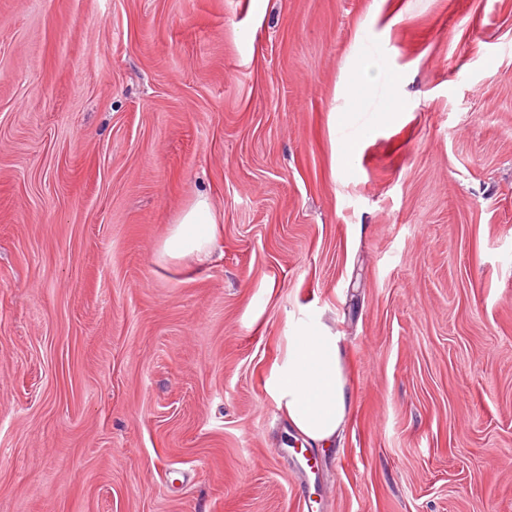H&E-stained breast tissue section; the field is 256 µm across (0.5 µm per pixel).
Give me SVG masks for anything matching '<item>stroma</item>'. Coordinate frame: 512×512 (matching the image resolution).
<instances>
[{
  "label": "stroma",
  "mask_w": 512,
  "mask_h": 512,
  "mask_svg": "<svg viewBox=\"0 0 512 512\" xmlns=\"http://www.w3.org/2000/svg\"><path fill=\"white\" fill-rule=\"evenodd\" d=\"M0 512H512V0H0ZM217 224V216L208 196L198 194L193 204L178 218L166 239L165 255L177 260L205 262L216 242ZM287 333L286 352L270 369L266 392L293 430L327 448L353 409L340 336L309 316L293 317Z\"/></svg>",
  "instance_id": "35a3bbf8"
}]
</instances>
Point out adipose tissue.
Returning a JSON list of instances; mask_svg holds the SVG:
<instances>
[{"label":"adipose tissue","mask_w":512,"mask_h":512,"mask_svg":"<svg viewBox=\"0 0 512 512\" xmlns=\"http://www.w3.org/2000/svg\"><path fill=\"white\" fill-rule=\"evenodd\" d=\"M217 235L209 198L198 194L172 228L164 253L205 262ZM265 388L290 427L317 446H331L352 413L340 338L327 324L307 316L290 320L286 352L270 369Z\"/></svg>","instance_id":"adipose-tissue-1"}]
</instances>
